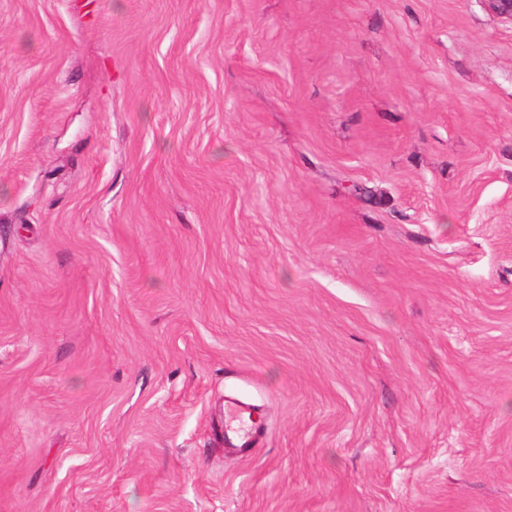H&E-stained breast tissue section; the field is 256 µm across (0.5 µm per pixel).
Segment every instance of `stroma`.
Listing matches in <instances>:
<instances>
[{
    "label": "stroma",
    "mask_w": 512,
    "mask_h": 512,
    "mask_svg": "<svg viewBox=\"0 0 512 512\" xmlns=\"http://www.w3.org/2000/svg\"><path fill=\"white\" fill-rule=\"evenodd\" d=\"M0 512H512V23L0 0Z\"/></svg>",
    "instance_id": "stroma-1"
}]
</instances>
